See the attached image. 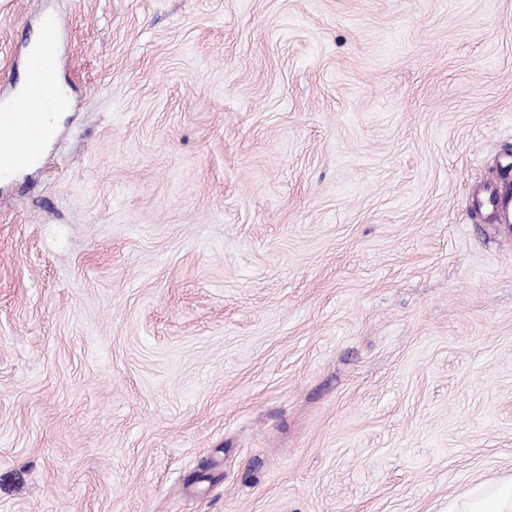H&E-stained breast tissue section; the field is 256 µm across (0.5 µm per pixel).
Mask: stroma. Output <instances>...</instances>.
Here are the masks:
<instances>
[{"label":"stroma","instance_id":"35a3bbf8","mask_svg":"<svg viewBox=\"0 0 512 512\" xmlns=\"http://www.w3.org/2000/svg\"><path fill=\"white\" fill-rule=\"evenodd\" d=\"M70 110L0 181V512H448L512 478V0H0ZM58 61L57 49L46 47L31 50L27 54L26 69L31 79V85L38 84L48 73L56 69ZM492 197L495 202H492ZM487 201L491 207V214L501 224H510L512 222V201L509 199L502 198L500 196L489 194L487 199L478 197L474 200V204L482 206L487 204Z\"/></svg>","mask_w":512,"mask_h":512}]
</instances>
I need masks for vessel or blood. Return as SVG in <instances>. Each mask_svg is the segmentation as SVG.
Returning <instances> with one entry per match:
<instances>
[{"instance_id": "b4317fda", "label": "vessel or blood", "mask_w": 512, "mask_h": 512, "mask_svg": "<svg viewBox=\"0 0 512 512\" xmlns=\"http://www.w3.org/2000/svg\"><path fill=\"white\" fill-rule=\"evenodd\" d=\"M58 61L56 48L46 47L29 51L26 69L38 91L29 93L24 104H16L14 98L0 99V177L28 167L40 160L44 146L51 137L49 119L58 93L41 86V79L55 70Z\"/></svg>"}]
</instances>
